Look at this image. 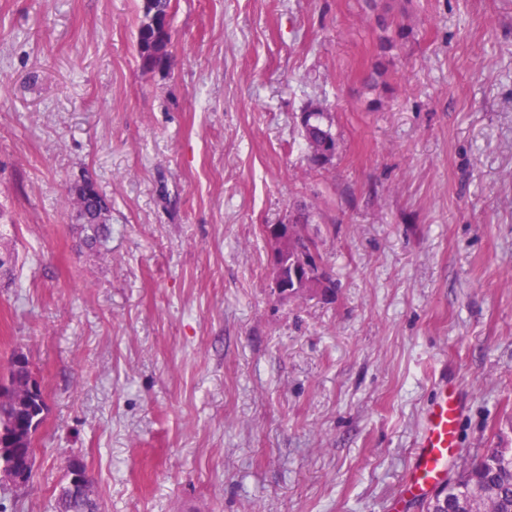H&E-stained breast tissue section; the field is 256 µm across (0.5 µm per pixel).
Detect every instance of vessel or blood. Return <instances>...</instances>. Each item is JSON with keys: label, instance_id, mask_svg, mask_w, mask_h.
Masks as SVG:
<instances>
[{"label": "vessel or blood", "instance_id": "b4317fda", "mask_svg": "<svg viewBox=\"0 0 512 512\" xmlns=\"http://www.w3.org/2000/svg\"><path fill=\"white\" fill-rule=\"evenodd\" d=\"M460 406L440 382L426 413L424 426L415 448L405 491L421 500L448 475V460L456 446Z\"/></svg>", "mask_w": 512, "mask_h": 512}]
</instances>
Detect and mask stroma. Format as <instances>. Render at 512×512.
<instances>
[{"instance_id":"1","label":"stroma","mask_w":512,"mask_h":512,"mask_svg":"<svg viewBox=\"0 0 512 512\" xmlns=\"http://www.w3.org/2000/svg\"><path fill=\"white\" fill-rule=\"evenodd\" d=\"M138 6L0 0V368L47 404L0 512H54L72 454L102 512H407L441 377L456 455L512 448V0H409L375 89L364 0H172L162 72ZM296 204L337 288L283 300L262 230ZM143 0H141L142 2ZM144 6L143 2L139 7L140 21L136 31V51L140 66L143 70H165L171 65V54L166 49V43L162 37L150 43L144 38ZM158 56V60L150 59L153 56ZM320 106H311L299 117V130L307 151V161L313 168H324L336 153V138ZM81 183L76 189L88 192V196L78 209V216L82 224H88L94 230V235L89 239L93 245L105 240L110 232L112 203L96 189L91 180L83 179Z\"/></svg>"}]
</instances>
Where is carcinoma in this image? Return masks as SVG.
Instances as JSON below:
<instances>
[{
	"label": "carcinoma",
	"instance_id": "1",
	"mask_svg": "<svg viewBox=\"0 0 512 512\" xmlns=\"http://www.w3.org/2000/svg\"><path fill=\"white\" fill-rule=\"evenodd\" d=\"M366 6L375 13L377 27L382 32L380 48L387 52L397 38L405 34L397 22V14L381 0H366ZM171 0H151L150 10L162 26L171 28ZM136 51L144 70H165L171 65V54L163 38L151 43L144 38L143 24L136 31ZM299 130L307 151V161L313 168H323L332 162L336 153V138L327 120V113L319 106H312L299 117ZM78 189L88 193L79 208L82 223L94 230L90 244L106 239L110 232L112 203L102 195L94 183L85 179ZM311 211L306 205H298L288 213V245L280 248L272 245L280 256V266L272 268L273 276L289 274L294 270L302 273L296 294L315 292L326 286H335L327 271V260L311 233ZM31 376L30 365L9 361L0 371V386L10 389V395L0 399V430L20 432L19 443L27 445L34 439L36 429H20L23 418L31 416L33 409L44 400L43 394L34 399L27 396ZM69 475H64L55 500V512H100V504H91L82 496L71 492L67 485ZM490 502L493 512H512V448H490L486 452L465 458L456 467L455 476L448 479V487L423 503L425 512H473L483 502Z\"/></svg>",
	"mask_w": 512,
	"mask_h": 512
}]
</instances>
